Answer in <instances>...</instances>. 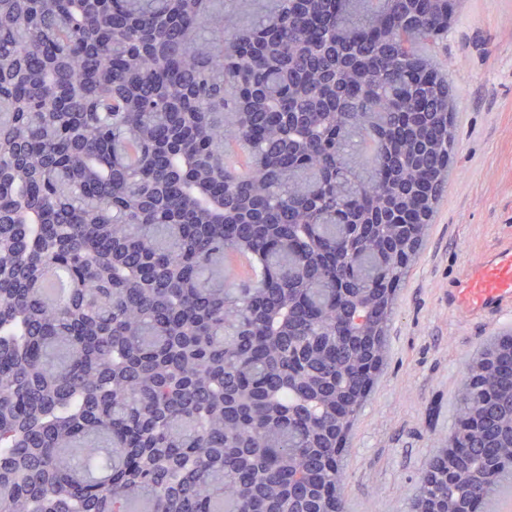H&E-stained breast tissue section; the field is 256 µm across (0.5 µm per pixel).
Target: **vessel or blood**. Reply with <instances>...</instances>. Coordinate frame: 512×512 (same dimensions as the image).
I'll list each match as a JSON object with an SVG mask.
<instances>
[{"label":"vessel or blood","instance_id":"b4317fda","mask_svg":"<svg viewBox=\"0 0 512 512\" xmlns=\"http://www.w3.org/2000/svg\"><path fill=\"white\" fill-rule=\"evenodd\" d=\"M453 309L495 321L512 312V246H501L481 265L465 269L448 292Z\"/></svg>","mask_w":512,"mask_h":512}]
</instances>
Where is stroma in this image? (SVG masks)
<instances>
[{"mask_svg":"<svg viewBox=\"0 0 512 512\" xmlns=\"http://www.w3.org/2000/svg\"><path fill=\"white\" fill-rule=\"evenodd\" d=\"M458 93L451 175L420 255L398 290L389 361L344 454L347 512H409L428 460L444 447L467 363L512 328L449 309L464 267L512 241V0H459L434 52Z\"/></svg>","mask_w":512,"mask_h":512,"instance_id":"1","label":"stroma"}]
</instances>
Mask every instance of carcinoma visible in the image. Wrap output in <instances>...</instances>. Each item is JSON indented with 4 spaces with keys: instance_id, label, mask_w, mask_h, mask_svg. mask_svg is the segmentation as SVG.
<instances>
[{
    "instance_id": "carcinoma-1",
    "label": "carcinoma",
    "mask_w": 512,
    "mask_h": 512,
    "mask_svg": "<svg viewBox=\"0 0 512 512\" xmlns=\"http://www.w3.org/2000/svg\"><path fill=\"white\" fill-rule=\"evenodd\" d=\"M0 0V512H346L336 438L446 183L451 0ZM51 270L72 288L46 299ZM457 419L512 483V331Z\"/></svg>"
}]
</instances>
